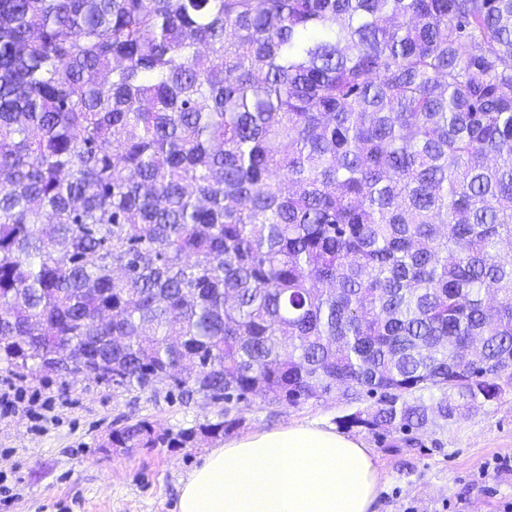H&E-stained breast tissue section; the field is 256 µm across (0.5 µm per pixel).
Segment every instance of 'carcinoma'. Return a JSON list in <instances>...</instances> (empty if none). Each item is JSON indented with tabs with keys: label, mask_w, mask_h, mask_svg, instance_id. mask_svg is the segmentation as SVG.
Instances as JSON below:
<instances>
[{
	"label": "carcinoma",
	"mask_w": 512,
	"mask_h": 512,
	"mask_svg": "<svg viewBox=\"0 0 512 512\" xmlns=\"http://www.w3.org/2000/svg\"><path fill=\"white\" fill-rule=\"evenodd\" d=\"M512 0H0V363L336 390L411 444L512 382Z\"/></svg>",
	"instance_id": "obj_1"
}]
</instances>
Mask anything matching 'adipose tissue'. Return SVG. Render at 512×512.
<instances>
[{"mask_svg":"<svg viewBox=\"0 0 512 512\" xmlns=\"http://www.w3.org/2000/svg\"><path fill=\"white\" fill-rule=\"evenodd\" d=\"M377 492L369 449L290 424L212 449L183 483L177 512H376Z\"/></svg>","mask_w":512,"mask_h":512,"instance_id":"ef3b65f1","label":"adipose tissue"}]
</instances>
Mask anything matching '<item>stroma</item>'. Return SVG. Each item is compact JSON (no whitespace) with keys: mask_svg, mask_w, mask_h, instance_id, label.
<instances>
[{"mask_svg":"<svg viewBox=\"0 0 512 512\" xmlns=\"http://www.w3.org/2000/svg\"><path fill=\"white\" fill-rule=\"evenodd\" d=\"M15 398L0 416V512H175L179 489L226 440L280 425L337 428L357 403L332 393L296 407H242L240 424L195 448H111L112 430L131 418L178 433L224 417V406L169 397L166 383L137 393L91 379L72 381L30 365L17 377L0 364V394ZM346 436L369 448L379 474L376 512H504L512 506V385L468 416L435 420L414 445L365 429Z\"/></svg>","mask_w":512,"mask_h":512,"instance_id":"stroma-1","label":"stroma"}]
</instances>
